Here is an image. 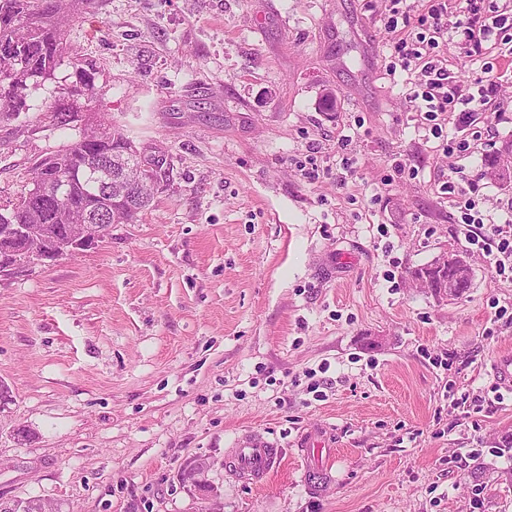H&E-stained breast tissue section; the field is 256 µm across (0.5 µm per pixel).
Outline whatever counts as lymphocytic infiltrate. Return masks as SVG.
Instances as JSON below:
<instances>
[{
    "label": "lymphocytic infiltrate",
    "instance_id": "1",
    "mask_svg": "<svg viewBox=\"0 0 512 512\" xmlns=\"http://www.w3.org/2000/svg\"><path fill=\"white\" fill-rule=\"evenodd\" d=\"M384 29L391 36L388 71L400 68L422 76L410 98L430 122L434 137L443 133L437 122L440 113L453 115L457 131L463 132L483 112L502 111L498 90L507 72L488 62L467 84H460L448 69L445 44L452 38L472 56L494 48L499 56L511 57V7L499 6L497 0H389Z\"/></svg>",
    "mask_w": 512,
    "mask_h": 512
}]
</instances>
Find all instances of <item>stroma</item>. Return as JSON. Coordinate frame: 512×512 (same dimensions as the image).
I'll list each match as a JSON object with an SVG mask.
<instances>
[{"label": "stroma", "mask_w": 512, "mask_h": 512, "mask_svg": "<svg viewBox=\"0 0 512 512\" xmlns=\"http://www.w3.org/2000/svg\"><path fill=\"white\" fill-rule=\"evenodd\" d=\"M386 5L95 0L73 22L93 109L169 172L94 247L0 273V503L204 512L180 480L196 461L222 512H512V399L489 375L512 275L440 191L459 170L512 239V183L483 175L512 140V83L473 155L448 154L416 72L386 71ZM74 139L31 112L0 123V206ZM443 251L472 270L450 301L408 274ZM253 434L281 456L261 484L229 470Z\"/></svg>", "instance_id": "stroma-1"}]
</instances>
